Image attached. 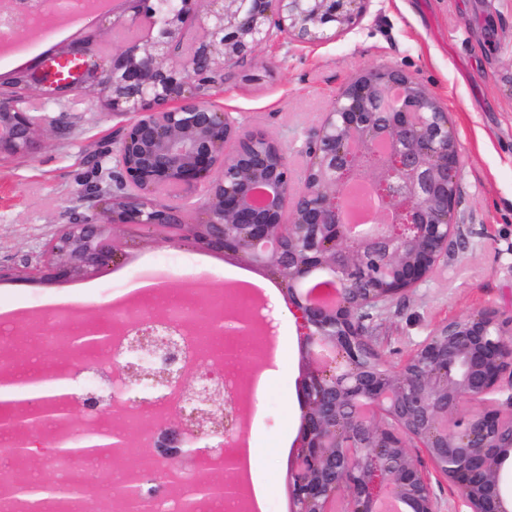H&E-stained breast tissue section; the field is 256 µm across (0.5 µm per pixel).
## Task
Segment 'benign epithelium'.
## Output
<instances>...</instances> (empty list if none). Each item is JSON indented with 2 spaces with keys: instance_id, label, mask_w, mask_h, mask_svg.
<instances>
[{
  "instance_id": "benign-epithelium-1",
  "label": "benign epithelium",
  "mask_w": 512,
  "mask_h": 512,
  "mask_svg": "<svg viewBox=\"0 0 512 512\" xmlns=\"http://www.w3.org/2000/svg\"><path fill=\"white\" fill-rule=\"evenodd\" d=\"M164 19L153 0H122L114 48L90 37L56 56L80 62L74 79L48 82L41 56L11 79L43 99L98 95L132 119L117 133L118 186L88 190L87 214L74 216L50 242L41 265L0 268V281L51 284L92 278L117 264L145 229L168 243L189 241L250 263L280 280L301 354L302 424L296 468L288 477L295 512H439L430 482L410 449L469 512H512L501 473L512 457V315L482 310L452 318L393 370L372 348L368 312L431 277L458 234L454 224L455 134L436 99L410 74L371 69L353 79L306 145L302 185L281 148L243 131L209 102L224 70L237 66L273 30L306 42L328 28L344 32L370 0H175ZM40 0H9L4 30L38 13ZM196 23L198 31L187 30ZM42 128L14 98L0 95V155L38 149ZM354 180L378 192L381 215L358 233L340 223ZM207 191L196 220L156 200L174 189ZM210 328L245 334L252 325L230 312ZM128 343L116 361L125 386L62 396L95 418L113 403L172 406L152 428L151 452L199 486L197 466L221 458L235 473L228 441L243 429L241 395L224 377L195 368L162 316L126 323ZM73 352L112 350L109 324L97 322L69 340ZM511 392L502 404L493 396ZM224 397L218 415L216 399Z\"/></svg>"
}]
</instances>
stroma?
Segmentation results:
<instances>
[{"label":"stroma","instance_id":"35a3bbf8","mask_svg":"<svg viewBox=\"0 0 512 512\" xmlns=\"http://www.w3.org/2000/svg\"><path fill=\"white\" fill-rule=\"evenodd\" d=\"M380 66L412 75L448 113L461 165L454 220L460 233L438 272L392 299L366 320L373 346L391 367H401L441 324L481 310L512 313V0H370L349 30H327L303 43L281 33L252 58L225 70L211 102L230 112L241 129L260 131L290 158L319 127L322 115L358 75ZM35 118L47 131L31 155L0 156V267L37 263L43 246L83 210L88 185L116 188L118 147L124 124L98 97L61 103L37 100ZM202 249L151 238L138 240L117 268L90 286L0 282V310L28 311L33 323L61 336L71 328L55 320L48 304L58 296L87 303L99 317L108 297L151 272L170 284L192 287L199 277L227 284L229 262L202 264ZM272 335L289 368L263 396L258 433L265 512H290L288 475L293 455L283 454L297 435L302 404L296 391L301 357L291 316L281 297L268 300Z\"/></svg>","mask_w":512,"mask_h":512}]
</instances>
